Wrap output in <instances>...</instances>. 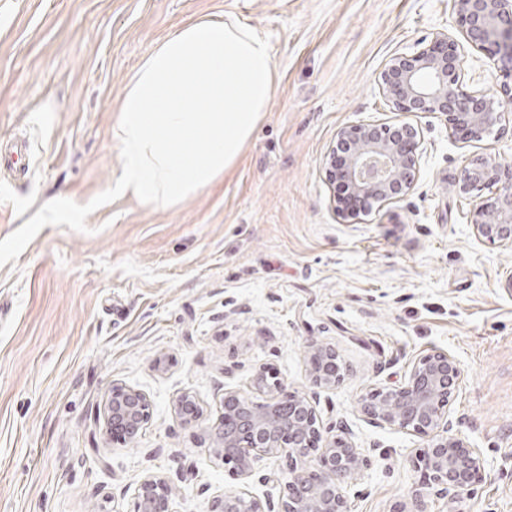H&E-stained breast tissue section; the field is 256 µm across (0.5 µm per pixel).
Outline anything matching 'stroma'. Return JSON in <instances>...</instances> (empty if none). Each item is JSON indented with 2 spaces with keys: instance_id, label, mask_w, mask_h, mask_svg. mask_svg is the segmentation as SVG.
<instances>
[{
  "instance_id": "obj_1",
  "label": "stroma",
  "mask_w": 512,
  "mask_h": 512,
  "mask_svg": "<svg viewBox=\"0 0 512 512\" xmlns=\"http://www.w3.org/2000/svg\"><path fill=\"white\" fill-rule=\"evenodd\" d=\"M227 14L265 38L272 99L224 175L143 204L119 185L123 90L169 34ZM439 29H458L451 0H0V143L32 146L25 174L0 179V512H134L150 473L174 486L171 512L242 490L279 503L313 456L286 448L242 479L201 435L225 390L267 399L261 372L311 399L323 440L365 455L350 512H392L423 441L360 404L434 350L460 364L450 414L482 480L427 512H512V249L466 222L475 200L454 180L470 149L415 116L414 188L347 219L323 167L340 128L390 117L378 72ZM314 342L341 360L332 386L309 374ZM116 381L153 404L133 443L105 431ZM185 392L198 425L175 410Z\"/></svg>"
}]
</instances>
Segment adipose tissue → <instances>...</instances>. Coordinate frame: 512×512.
Here are the masks:
<instances>
[{"label":"adipose tissue","instance_id":"1","mask_svg":"<svg viewBox=\"0 0 512 512\" xmlns=\"http://www.w3.org/2000/svg\"><path fill=\"white\" fill-rule=\"evenodd\" d=\"M274 83L266 41L236 17L168 35L122 95L113 139L123 189L172 204L209 185L238 160Z\"/></svg>","mask_w":512,"mask_h":512}]
</instances>
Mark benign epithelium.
Masks as SVG:
<instances>
[{"mask_svg": "<svg viewBox=\"0 0 512 512\" xmlns=\"http://www.w3.org/2000/svg\"><path fill=\"white\" fill-rule=\"evenodd\" d=\"M464 41L494 62L499 95L468 86L464 54L458 39L442 30L411 52L393 55L379 72L376 85L391 106L393 117L381 123L340 128L336 143L349 147L345 162L336 167V148L326 157V171L342 180L358 197L349 214L375 203H390L406 195L418 180L423 153L421 133L410 117L437 113L445 117L450 137L465 148L497 132L502 112L512 107V0H452ZM458 193L478 198L467 223L475 235L492 244L512 247V163L492 154L473 158L455 182ZM491 191L484 197L482 191ZM333 349L310 345V375L317 385L336 376L328 371ZM462 380L455 357L432 351L417 359L404 381L377 391L362 404L367 419L379 426L410 430L425 440L413 464L422 489L410 502L392 512H425L423 490L454 498L474 490L481 479L480 452L451 434L450 398ZM276 393L263 402L224 391V414L205 430L210 455L247 478L254 462L288 447L307 455L321 439L310 399L275 384ZM181 419H200L193 395L177 403ZM152 416L149 395L139 388L114 383L104 404L106 428L127 440L139 437ZM366 457L348 441H330L313 464L293 469L284 477L278 512H349L346 490L360 474ZM172 487L158 475H147L135 493V512H168ZM209 512H272L247 492L224 494Z\"/></svg>", "mask_w": 512, "mask_h": 512, "instance_id": "obj_1", "label": "benign epithelium"}]
</instances>
